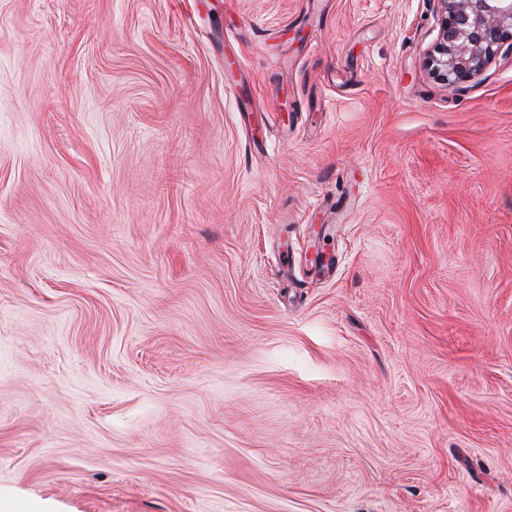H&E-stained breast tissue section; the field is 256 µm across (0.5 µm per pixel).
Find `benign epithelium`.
<instances>
[{"label":"benign epithelium","instance_id":"7a95c632","mask_svg":"<svg viewBox=\"0 0 512 512\" xmlns=\"http://www.w3.org/2000/svg\"><path fill=\"white\" fill-rule=\"evenodd\" d=\"M439 33L424 65L454 86L480 74L503 46L512 49V0H439Z\"/></svg>","mask_w":512,"mask_h":512}]
</instances>
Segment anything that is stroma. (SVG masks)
<instances>
[{"instance_id": "stroma-1", "label": "stroma", "mask_w": 512, "mask_h": 512, "mask_svg": "<svg viewBox=\"0 0 512 512\" xmlns=\"http://www.w3.org/2000/svg\"><path fill=\"white\" fill-rule=\"evenodd\" d=\"M438 9L0 0L1 502L512 512V52ZM439 33L424 65L454 86L480 74L504 45L512 52V0H438Z\"/></svg>"}]
</instances>
